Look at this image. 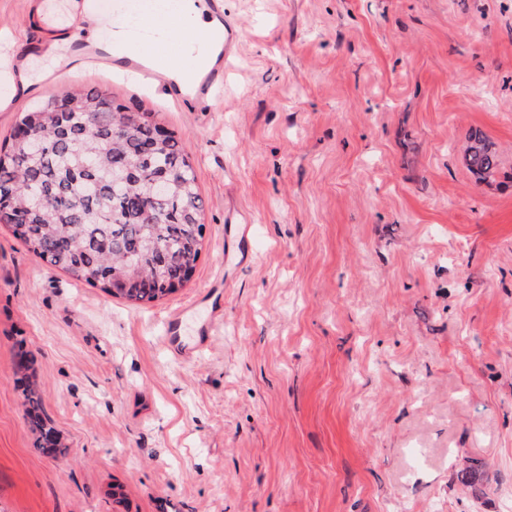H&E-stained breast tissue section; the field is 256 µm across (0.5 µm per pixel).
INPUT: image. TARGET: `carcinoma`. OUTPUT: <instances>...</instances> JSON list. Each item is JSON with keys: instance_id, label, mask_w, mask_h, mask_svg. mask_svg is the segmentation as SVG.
Segmentation results:
<instances>
[{"instance_id": "obj_1", "label": "carcinoma", "mask_w": 512, "mask_h": 512, "mask_svg": "<svg viewBox=\"0 0 512 512\" xmlns=\"http://www.w3.org/2000/svg\"><path fill=\"white\" fill-rule=\"evenodd\" d=\"M0 142V224L36 257L77 282L133 305L172 294L190 279L204 247V202L174 133L156 136L151 113L116 104L99 88L62 90ZM463 162L489 180L494 145L471 133ZM117 214L105 219L107 210ZM36 447L66 451L34 382L20 384Z\"/></svg>"}]
</instances>
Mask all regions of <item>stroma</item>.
Segmentation results:
<instances>
[{"label": "stroma", "mask_w": 512, "mask_h": 512, "mask_svg": "<svg viewBox=\"0 0 512 512\" xmlns=\"http://www.w3.org/2000/svg\"><path fill=\"white\" fill-rule=\"evenodd\" d=\"M40 6L0 0V140L63 87L152 113L205 247L136 307L0 226V512H512V0H224L239 44L204 112L82 42L74 78L16 93ZM210 288L211 344L168 351ZM21 349L65 455L34 445ZM463 162L476 178L489 180L499 167V155L494 145L480 132H472L464 150Z\"/></svg>", "instance_id": "obj_1"}]
</instances>
